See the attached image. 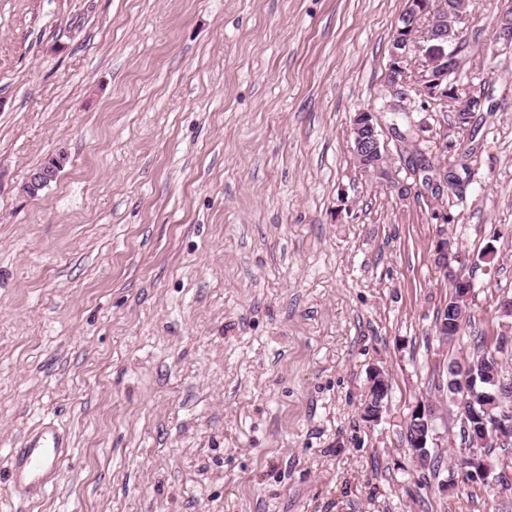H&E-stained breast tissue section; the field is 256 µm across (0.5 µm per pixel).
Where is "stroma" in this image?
<instances>
[{
    "instance_id": "35a3bbf8",
    "label": "stroma",
    "mask_w": 512,
    "mask_h": 512,
    "mask_svg": "<svg viewBox=\"0 0 512 512\" xmlns=\"http://www.w3.org/2000/svg\"><path fill=\"white\" fill-rule=\"evenodd\" d=\"M504 4L466 0L453 76L492 111L462 129L411 94L403 140L382 106L407 0H0V512H512V470L446 483L448 365L475 348L435 326L455 273L468 332L512 340ZM362 110L388 178L352 151ZM463 142L470 178L432 188ZM42 422L71 446L22 502L11 451ZM63 161V157H59L58 161L56 159H51L45 162L41 167H48L49 165H54L56 169L39 168L37 171L30 175L29 180L26 184V189L29 193H31V196H37V193L40 189H43L44 187L49 185L50 182L55 180V170L61 171ZM370 380L371 384L369 386V395L363 411L364 417L368 421L376 422L381 418L383 411L387 407L389 384L386 376L380 370H376L371 376ZM372 391L376 397V400L373 405H370L369 398ZM434 409L428 403H419L415 406L408 421V427L413 426L412 451L419 460L428 458L432 443V426Z\"/></svg>"
}]
</instances>
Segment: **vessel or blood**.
<instances>
[{
  "label": "vessel or blood",
  "mask_w": 512,
  "mask_h": 512,
  "mask_svg": "<svg viewBox=\"0 0 512 512\" xmlns=\"http://www.w3.org/2000/svg\"><path fill=\"white\" fill-rule=\"evenodd\" d=\"M68 452L67 438L56 426L44 424L30 431L23 447L12 454V483L27 498L39 497Z\"/></svg>",
  "instance_id": "vessel-or-blood-1"
}]
</instances>
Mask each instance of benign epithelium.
I'll list each match as a JSON object with an SVG mask.
<instances>
[{
  "label": "benign epithelium",
  "mask_w": 512,
  "mask_h": 512,
  "mask_svg": "<svg viewBox=\"0 0 512 512\" xmlns=\"http://www.w3.org/2000/svg\"><path fill=\"white\" fill-rule=\"evenodd\" d=\"M413 23L398 28L394 47L391 49V66L402 75H407V66L412 64L417 52L422 48V43L436 41L439 46L434 49L429 61L422 67L414 69L411 75V89L420 97L434 104L444 107L448 104V96L438 90L439 84L448 76L450 71L457 68L461 29L458 24L463 14L454 16L448 14V9L439 6L431 11L424 7L423 0H417L414 11L411 12ZM495 42L505 46L512 45V20L502 16L497 23V35ZM483 102L482 98L473 93L456 97L453 101V110L456 112H468L478 108ZM381 131L378 130V120L371 111H360L355 114L350 128V136L353 143V152L362 169L378 162L382 156ZM56 178L53 169H38L32 173L26 184V189L31 196H37L40 189L46 187ZM369 391L373 392L376 400L373 404H365L364 417L376 422L387 407L389 384L382 371L377 370L371 376ZM460 397L458 398V416L461 423V431L468 441L475 445H483L488 437L480 438L476 435L477 419L481 418L476 410L474 401L467 398L471 393L466 381H460ZM434 409L428 403H419L415 406L409 417V424L413 426L412 451L416 458L429 457L430 443H432V426ZM461 473L469 481L484 476L493 468V464L477 458L475 454L461 457Z\"/></svg>",
  "instance_id": "1"
}]
</instances>
